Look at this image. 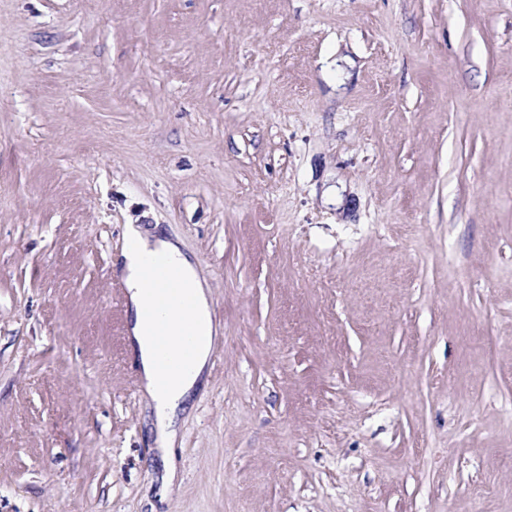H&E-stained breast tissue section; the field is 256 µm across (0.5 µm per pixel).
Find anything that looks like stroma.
Instances as JSON below:
<instances>
[{
  "mask_svg": "<svg viewBox=\"0 0 512 512\" xmlns=\"http://www.w3.org/2000/svg\"><path fill=\"white\" fill-rule=\"evenodd\" d=\"M129 224L211 289L169 492ZM0 512H512V0H0Z\"/></svg>",
  "mask_w": 512,
  "mask_h": 512,
  "instance_id": "obj_1",
  "label": "stroma"
}]
</instances>
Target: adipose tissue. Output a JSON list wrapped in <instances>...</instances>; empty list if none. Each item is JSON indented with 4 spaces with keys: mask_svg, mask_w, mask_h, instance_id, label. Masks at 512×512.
I'll return each mask as SVG.
<instances>
[{
    "mask_svg": "<svg viewBox=\"0 0 512 512\" xmlns=\"http://www.w3.org/2000/svg\"><path fill=\"white\" fill-rule=\"evenodd\" d=\"M165 257L169 277L193 299V308L184 321L195 336L192 361L178 368L167 381H160L154 327L147 314L151 307L152 284L145 268L155 257ZM122 272L132 313L129 336L136 353L141 381L156 419L157 446L164 457H172L176 432L173 418L191 396L209 361L213 346V324L209 288L200 277L195 262L182 252L177 242L148 235L140 227L128 226L121 252Z\"/></svg>",
    "mask_w": 512,
    "mask_h": 512,
    "instance_id": "ef3b65f1",
    "label": "adipose tissue"
}]
</instances>
